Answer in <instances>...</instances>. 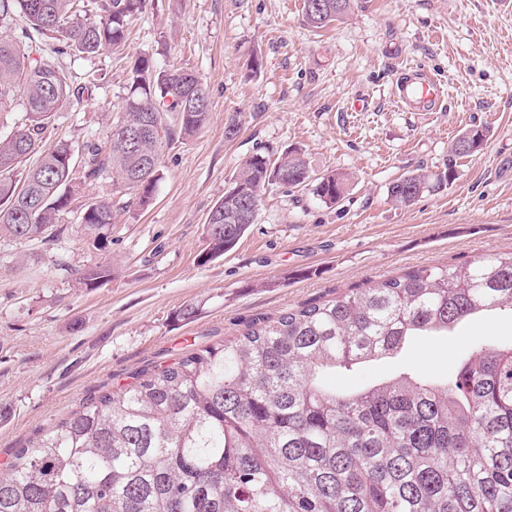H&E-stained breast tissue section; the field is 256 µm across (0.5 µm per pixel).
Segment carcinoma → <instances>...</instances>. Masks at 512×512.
<instances>
[{
	"mask_svg": "<svg viewBox=\"0 0 512 512\" xmlns=\"http://www.w3.org/2000/svg\"><path fill=\"white\" fill-rule=\"evenodd\" d=\"M149 0H0V110L20 100L25 122L0 137V236L53 234L74 192L110 171L139 204L151 199L165 147L208 121L210 103L188 69L134 61L124 118L158 128L137 142L111 133L75 146L46 144L57 112L87 87L44 59L117 50ZM352 0H303L306 23L341 20ZM465 151L483 146L472 127ZM35 163H29L31 157ZM449 176L413 173L389 187L412 205ZM313 186L336 203L347 178L314 176L298 152L249 157L207 224L205 258L232 249L255 223L268 185ZM112 198H93L78 219L97 235ZM512 313V252L388 276L368 288L260 316L241 337L136 374L128 388L89 398L0 473V512H512V346L485 344L445 379L403 371L355 393L325 386L328 370L397 354L412 336L446 333L480 314Z\"/></svg>",
	"mask_w": 512,
	"mask_h": 512,
	"instance_id": "cac0c4a2",
	"label": "carcinoma"
}]
</instances>
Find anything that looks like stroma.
<instances>
[{
	"mask_svg": "<svg viewBox=\"0 0 512 512\" xmlns=\"http://www.w3.org/2000/svg\"><path fill=\"white\" fill-rule=\"evenodd\" d=\"M302 5L154 0L122 50L54 57L92 91L58 113L48 142H106L139 55L193 70L209 91L210 118L165 149L148 205L130 202L107 173L77 187L54 237L0 238V471L86 398L234 338L257 316L413 267L512 251V12L500 0H354L342 20L315 30ZM419 69L447 89L435 111L394 98L396 78ZM231 123L239 132L229 139ZM475 125L489 130L482 149L452 155ZM294 150L315 174L347 176L344 197L330 206L307 190L267 187L235 247L204 261L208 214L245 161ZM449 167L445 188L408 207L390 200L401 176ZM101 196L114 203L104 249L77 221ZM99 266L110 275L85 287L82 274ZM187 306L197 315L178 319ZM485 343L512 344V314L415 339L396 358L328 382L352 392L404 369L442 378Z\"/></svg>",
	"mask_w": 512,
	"mask_h": 512,
	"instance_id": "stroma-1",
	"label": "stroma"
}]
</instances>
